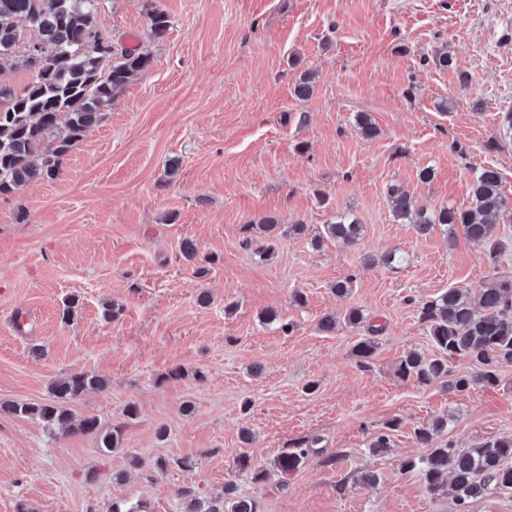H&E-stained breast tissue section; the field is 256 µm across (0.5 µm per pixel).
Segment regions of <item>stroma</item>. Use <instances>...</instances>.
Listing matches in <instances>:
<instances>
[{
	"label": "stroma",
	"mask_w": 512,
	"mask_h": 512,
	"mask_svg": "<svg viewBox=\"0 0 512 512\" xmlns=\"http://www.w3.org/2000/svg\"><path fill=\"white\" fill-rule=\"evenodd\" d=\"M156 3L171 21L157 41L147 0H99L114 45L149 49V68L58 179L0 196V403H48L54 382L102 375L106 388L71 409L121 427V447L107 454L95 436L0 410V512H185L181 489L210 499L228 483L259 512H457L451 490L430 492L403 469L430 452L414 430L444 417L441 446L512 437V366L466 393L403 380L398 367L407 352L434 351L421 302L512 278V211L498 219L492 269L464 232L395 223L386 191L464 207L474 171L493 165L512 200V0ZM361 113L374 139L360 135ZM339 213L363 226L353 245L324 234ZM266 220L278 226L268 260L243 244ZM185 240L197 260L181 253ZM108 302L121 308L112 320ZM351 308L361 324L345 323ZM328 314L330 333L319 328ZM367 337L377 347L363 369L355 346ZM393 418L389 448L370 453ZM298 441L311 452L288 476L258 482L235 465L245 449L272 468ZM366 473L377 477L368 488Z\"/></svg>",
	"instance_id": "stroma-1"
}]
</instances>
